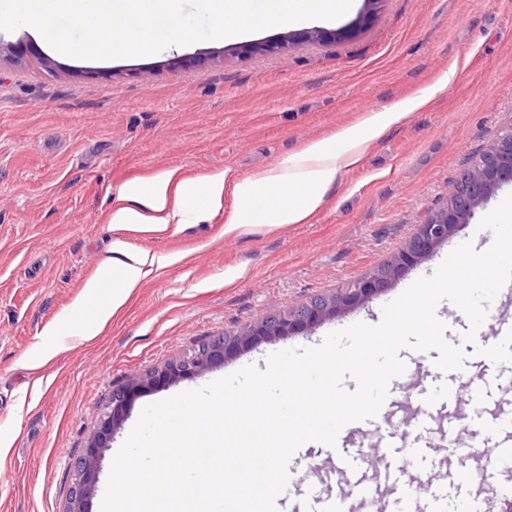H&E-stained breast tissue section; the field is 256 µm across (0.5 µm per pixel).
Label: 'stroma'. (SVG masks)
Wrapping results in <instances>:
<instances>
[{"label": "stroma", "mask_w": 512, "mask_h": 512, "mask_svg": "<svg viewBox=\"0 0 512 512\" xmlns=\"http://www.w3.org/2000/svg\"><path fill=\"white\" fill-rule=\"evenodd\" d=\"M329 30V39L297 42L283 55L232 56L217 39L96 63L59 54L31 27L0 31L13 48L0 57V436L8 439L0 512H63L70 464L115 385L201 337L234 335L377 269L512 124V0H376ZM447 72L448 87L343 170L307 223L228 236L221 209L207 222L153 234L110 224L126 182L169 169L185 179L254 175ZM498 203L491 198L448 245L363 305L142 394L104 452L88 512H100L112 460L145 406L350 323L378 325L393 292L431 275L449 247L490 248L493 233L479 223ZM117 238L178 260L143 281L98 335L38 357L44 327L64 317ZM437 315L448 343L465 354L459 389L498 379L483 418L512 411V355L483 359L488 337L512 328V286L473 342L463 339L469 320L457 306L442 301ZM438 356L415 352L390 421L425 426L439 440L447 412L423 410L417 398L419 389L447 384Z\"/></svg>", "instance_id": "stroma-1"}]
</instances>
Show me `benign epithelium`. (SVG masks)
I'll return each mask as SVG.
<instances>
[{"label": "benign epithelium", "mask_w": 512, "mask_h": 512, "mask_svg": "<svg viewBox=\"0 0 512 512\" xmlns=\"http://www.w3.org/2000/svg\"><path fill=\"white\" fill-rule=\"evenodd\" d=\"M292 45L294 42L288 36L248 44L244 51L281 54ZM506 183H512V125L502 130L448 188L442 207L418 225L409 245L395 255L385 269L373 271L352 282L330 299L291 308L275 320L262 317L234 336H223L160 367L129 377L103 409L85 448L74 463L64 512H87L88 500L97 484L102 453L109 447L112 433L122 424L137 395L198 376L262 342L305 333L343 310L364 304L389 288L405 269L429 258L456 233L459 225L468 223L474 211Z\"/></svg>", "instance_id": "7a95c632"}]
</instances>
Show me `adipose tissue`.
I'll list each match as a JSON object with an SVG mask.
<instances>
[{
	"label": "adipose tissue",
	"instance_id": "1",
	"mask_svg": "<svg viewBox=\"0 0 512 512\" xmlns=\"http://www.w3.org/2000/svg\"><path fill=\"white\" fill-rule=\"evenodd\" d=\"M447 78H440L420 96L366 113L355 124L309 142L288 155L275 168L261 174L230 178L218 172L199 180L175 181L173 172L154 175L146 181L122 185L111 222L119 231L152 232L169 225L198 223L221 208L225 195L234 207L224 232L241 235L258 228L305 223L319 209L342 170L354 165L362 151L388 129L416 112L443 91ZM114 256L103 262L73 303L65 323H51L43 330L45 349H55L63 334L95 335L153 271L173 263L172 255L129 249L115 240Z\"/></svg>",
	"mask_w": 512,
	"mask_h": 512
}]
</instances>
